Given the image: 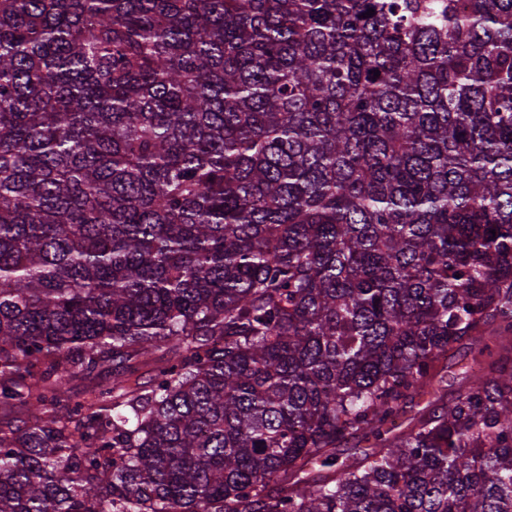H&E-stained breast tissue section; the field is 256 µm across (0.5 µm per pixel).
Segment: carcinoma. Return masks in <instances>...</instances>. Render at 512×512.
Returning a JSON list of instances; mask_svg holds the SVG:
<instances>
[{
    "mask_svg": "<svg viewBox=\"0 0 512 512\" xmlns=\"http://www.w3.org/2000/svg\"><path fill=\"white\" fill-rule=\"evenodd\" d=\"M0 410V512H512V0H0ZM473 352L470 348H454L448 353V398H450L459 386L464 376L465 366L471 363Z\"/></svg>",
    "mask_w": 512,
    "mask_h": 512,
    "instance_id": "1",
    "label": "carcinoma"
}]
</instances>
